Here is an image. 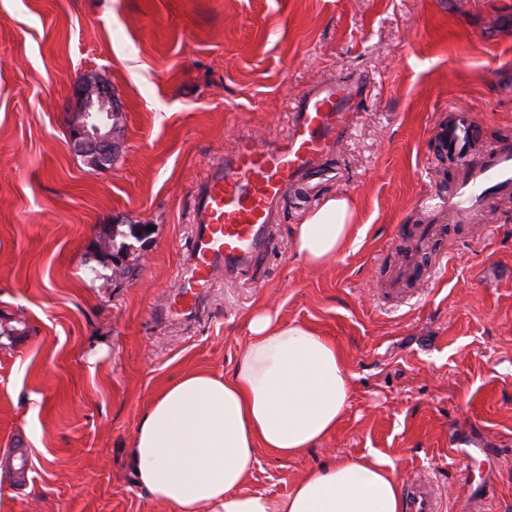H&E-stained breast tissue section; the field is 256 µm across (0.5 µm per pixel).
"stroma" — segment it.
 <instances>
[{"label": "stroma", "instance_id": "1", "mask_svg": "<svg viewBox=\"0 0 512 512\" xmlns=\"http://www.w3.org/2000/svg\"><path fill=\"white\" fill-rule=\"evenodd\" d=\"M349 73L367 79L354 121L287 189L266 257L177 313L212 163L282 139L300 94ZM88 76L121 113L96 171L69 145ZM455 106L483 144L512 139V0H0V512H173L135 483L132 436L167 382L233 370L262 305L336 341L353 386L332 436L258 451L246 490L283 496L374 452L433 480L443 512H469L463 469L512 512V196L475 223L420 205L457 177L433 157ZM338 193L364 233L308 267L292 227ZM128 224L151 230L118 260L97 253ZM400 224L434 225L448 263L395 292ZM17 448L21 480L4 464Z\"/></svg>", "mask_w": 512, "mask_h": 512}]
</instances>
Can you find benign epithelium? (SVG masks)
<instances>
[{"instance_id": "benign-epithelium-1", "label": "benign epithelium", "mask_w": 512, "mask_h": 512, "mask_svg": "<svg viewBox=\"0 0 512 512\" xmlns=\"http://www.w3.org/2000/svg\"><path fill=\"white\" fill-rule=\"evenodd\" d=\"M81 107L70 128V144L76 152L98 161L112 163V150L118 124L113 113L118 111L108 86L89 78L77 85Z\"/></svg>"}]
</instances>
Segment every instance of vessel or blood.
<instances>
[{
    "label": "vessel or blood",
    "mask_w": 512,
    "mask_h": 512,
    "mask_svg": "<svg viewBox=\"0 0 512 512\" xmlns=\"http://www.w3.org/2000/svg\"><path fill=\"white\" fill-rule=\"evenodd\" d=\"M361 82L331 77L298 100L287 135L259 148L252 140L214 163L204 187L193 200L195 232L181 278L183 291L175 302L179 313H192L218 272L245 274L268 250L271 215L289 185L311 174L325 155L344 139L361 96ZM480 129L471 113L453 108L440 126V155L454 158L463 176L442 202L462 219L478 216L490 195L512 194V141L492 146L485 161L470 165ZM430 225L404 227L413 249L402 261L403 273L418 272V254L429 248ZM437 486L425 478L406 480L402 512H442Z\"/></svg>",
    "instance_id": "1"
}]
</instances>
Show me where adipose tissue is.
I'll list each match as a JSON object with an SVG mask.
<instances>
[{"label":"adipose tissue","mask_w":512,"mask_h":512,"mask_svg":"<svg viewBox=\"0 0 512 512\" xmlns=\"http://www.w3.org/2000/svg\"><path fill=\"white\" fill-rule=\"evenodd\" d=\"M355 233L339 194L295 226L290 248L316 266ZM247 330L230 373H185L150 401L130 449L137 485L176 512H401L395 467L375 456L332 458L284 497L245 490L258 449L290 457L314 447L335 432L352 390L340 349L312 327L259 309Z\"/></svg>","instance_id":"obj_1"}]
</instances>
